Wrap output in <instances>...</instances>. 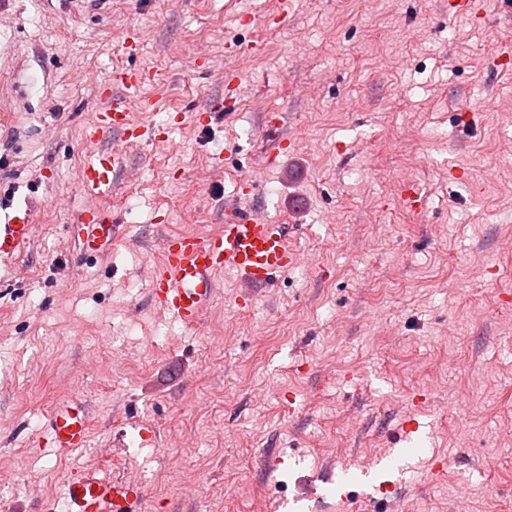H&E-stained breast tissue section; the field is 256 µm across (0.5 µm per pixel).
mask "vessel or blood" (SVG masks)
Here are the masks:
<instances>
[{"instance_id":"b4317fda","label":"vessel or blood","mask_w":512,"mask_h":512,"mask_svg":"<svg viewBox=\"0 0 512 512\" xmlns=\"http://www.w3.org/2000/svg\"><path fill=\"white\" fill-rule=\"evenodd\" d=\"M149 81L150 73L143 69L113 74L110 83L99 89L102 104L85 130L87 138L101 139L112 131L132 128L138 140L157 141L161 134L158 125L131 126L124 102L112 97L113 84H120L128 94L140 97ZM118 167L117 154L99 153L83 169L82 183L90 190H111ZM32 235L33 227L27 219L16 216L1 224L0 258L16 255ZM120 236L119 225L96 207L84 210L75 226V240L85 253H107ZM289 238L286 224L269 220L255 209L226 204L218 233L168 236L164 262L152 277V300L186 325H196L211 291L214 273L234 271L243 284L255 288L298 265L300 255ZM87 437V409L83 401L75 396L60 399L47 425V440L53 453L64 455L84 447ZM64 499V512H135L142 492L134 482L102 477L89 470L66 480Z\"/></svg>"}]
</instances>
